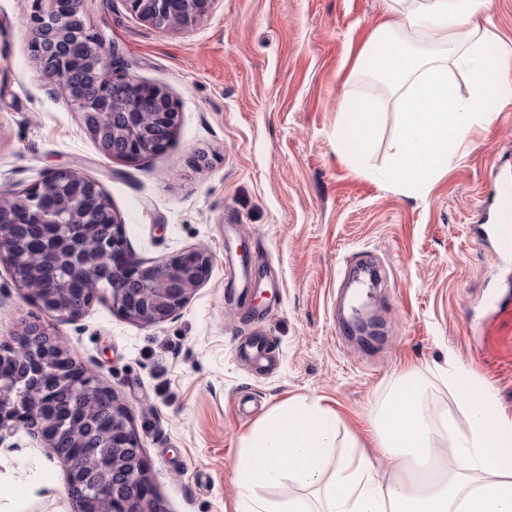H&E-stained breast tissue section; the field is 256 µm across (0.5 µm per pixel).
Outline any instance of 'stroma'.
<instances>
[{
  "instance_id": "35a3bbf8",
  "label": "stroma",
  "mask_w": 512,
  "mask_h": 512,
  "mask_svg": "<svg viewBox=\"0 0 512 512\" xmlns=\"http://www.w3.org/2000/svg\"><path fill=\"white\" fill-rule=\"evenodd\" d=\"M48 0H0V193L69 168L99 182L131 252L152 263L191 248L208 278L168 320L144 326L101 297L82 316L41 313L0 264V341L40 316L129 414L163 512H235L232 469L271 408L306 397L374 453L370 420L397 375L415 371L434 416L465 368L512 422V344L483 337L512 268L495 241H474L494 170L512 173V98L491 101L460 165L423 196L359 175L337 134L350 52L370 37L380 0H211L191 25L160 30L124 0H88L85 22L118 69L165 88L179 106L166 148L136 164L106 157L65 91L42 78L29 44ZM378 268L368 306L380 339L347 336L346 257ZM252 336L267 359L240 356ZM0 456L37 477L20 512H73L67 469L27 429L0 433Z\"/></svg>"
}]
</instances>
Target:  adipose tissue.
Instances as JSON below:
<instances>
[{"instance_id": "adipose-tissue-1", "label": "adipose tissue", "mask_w": 512, "mask_h": 512, "mask_svg": "<svg viewBox=\"0 0 512 512\" xmlns=\"http://www.w3.org/2000/svg\"><path fill=\"white\" fill-rule=\"evenodd\" d=\"M383 12L350 70L349 82L377 81L398 114L389 162L367 155L386 99L345 94L339 134L356 145L366 175L425 194L455 168L475 126L490 123L489 100L512 97V44L473 26L486 0H382ZM470 85L462 96L454 80ZM496 398L482 386L458 416L429 414L419 382L405 374L379 409L374 438L392 464L381 477L374 458L347 438L334 467L336 413L299 399L269 411L244 438L234 465L236 512H512V426L495 420ZM284 489L279 501L265 498Z\"/></svg>"}]
</instances>
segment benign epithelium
Returning <instances> with one entry per match:
<instances>
[{"label":"benign epithelium","mask_w":512,"mask_h":512,"mask_svg":"<svg viewBox=\"0 0 512 512\" xmlns=\"http://www.w3.org/2000/svg\"><path fill=\"white\" fill-rule=\"evenodd\" d=\"M131 12L160 29L185 27L203 15L210 0H126ZM87 0H50L46 13L34 17L30 47L43 77L69 91L81 77L97 86L89 96H70L80 121L100 151L113 159L137 163L160 151L154 131L163 128L173 136L179 111L172 95L158 86L143 84L111 66L109 53L85 24ZM81 49L74 60L72 49ZM109 77H101L104 65ZM137 87L134 98L122 95ZM111 217L112 232L95 240L69 262L57 287L40 288L16 277L27 295L42 310L68 320L79 318L110 290L112 308L143 325L169 319L208 276L213 256L192 248L168 259L147 264L129 250L111 203L97 182L69 169L48 172L39 182L10 193L0 204V263L16 272L31 264L19 238L22 230L42 224L61 229L62 246L70 244L69 230L90 228L102 215ZM82 285V303L72 302L73 280ZM26 346L19 357L0 344V430L13 424L25 426L64 462L68 493L75 512H163L154 496L139 439L130 425L126 407L111 397L100 405L105 386L77 363L58 337L38 319L22 324L13 337ZM68 397L67 411L95 407L112 418V435L92 437L76 421L42 424L49 408L48 391L41 376Z\"/></svg>","instance_id":"7a95c632"}]
</instances>
